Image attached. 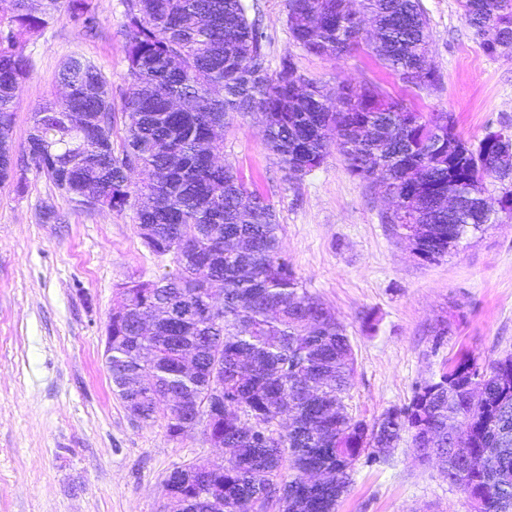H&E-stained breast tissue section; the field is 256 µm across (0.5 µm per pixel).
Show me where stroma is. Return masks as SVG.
<instances>
[{
	"label": "stroma",
	"mask_w": 512,
	"mask_h": 512,
	"mask_svg": "<svg viewBox=\"0 0 512 512\" xmlns=\"http://www.w3.org/2000/svg\"><path fill=\"white\" fill-rule=\"evenodd\" d=\"M254 2L271 64L294 56L300 72L331 93L378 82L421 112L453 113L472 144L512 124V53L485 55L457 0H420L441 76L429 91L407 87L361 51L306 54L288 32L285 0ZM90 7L96 35L64 14L22 43L30 73L14 105L15 149L37 109L57 95L70 55L92 61L121 104L125 7L122 0ZM223 135L225 162L276 207L284 258L347 328L356 357L353 415L371 423L408 404L460 352L482 365L512 353V217L423 261L383 223L392 202L353 177L338 152L295 180L267 149L258 115L228 117ZM48 209L56 220H45ZM174 269L171 258L143 247L132 210L77 207L31 164L0 184V512H162L174 468L224 462V448L201 431L174 440L164 420L133 418L103 364L119 284ZM337 512L472 508L436 464L417 460L406 434L387 463L359 458Z\"/></svg>",
	"instance_id": "obj_1"
}]
</instances>
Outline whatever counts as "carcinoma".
<instances>
[{
	"label": "carcinoma",
	"mask_w": 512,
	"mask_h": 512,
	"mask_svg": "<svg viewBox=\"0 0 512 512\" xmlns=\"http://www.w3.org/2000/svg\"><path fill=\"white\" fill-rule=\"evenodd\" d=\"M484 54L512 49V0H458ZM128 88L121 111L125 137L112 147L114 104L110 83L89 60L73 55L59 84L69 94L34 113L24 153L77 206L132 209L137 234L176 273L118 288L130 309L112 311V371L137 375L142 421L169 418L180 402L206 409L204 374L224 376V422L213 435L233 449L224 471L201 466L173 472V512H241L243 501L269 484L288 486V512H336L354 464L368 450L374 427L356 418L350 398L355 357L346 326L311 294L283 257L281 225L273 205L248 189L237 170L219 162L224 142L216 129L227 115L258 112L266 146L301 177L324 163L331 146L350 172L397 199L400 211L383 217L401 237L433 243L427 260L448 255V241L497 222L472 182L479 168L512 185V162L498 164L500 145L464 162L448 161V144L465 142L452 113L426 116L367 83L338 105L309 79L297 91L287 74L290 57L271 69L267 35L249 18L244 0H124ZM85 17L96 28L89 0H9L0 16V183L16 176L13 106L29 75L23 41L61 13ZM371 15L373 31L360 27ZM293 41L317 56L364 49L389 74L411 71L417 89L439 84L428 58V20L419 0H286ZM139 172L141 180L132 182ZM470 194L467 219L448 221V188ZM218 292L213 293L211 289ZM176 309L178 321L159 318L145 336L138 317L157 304ZM198 352L201 369L183 373L185 349ZM241 412L239 419L235 412ZM293 412L288 430L278 416ZM468 420L471 432L442 449L441 465L458 492L484 497V512H512V354L479 366L467 353L443 367L438 380L415 390L402 408L378 418L384 446L403 433L448 430ZM200 422L166 424L171 439ZM491 450L495 464L472 461ZM326 469L329 490L305 486L301 473Z\"/></svg>",
	"instance_id": "cac0c4a2"
}]
</instances>
